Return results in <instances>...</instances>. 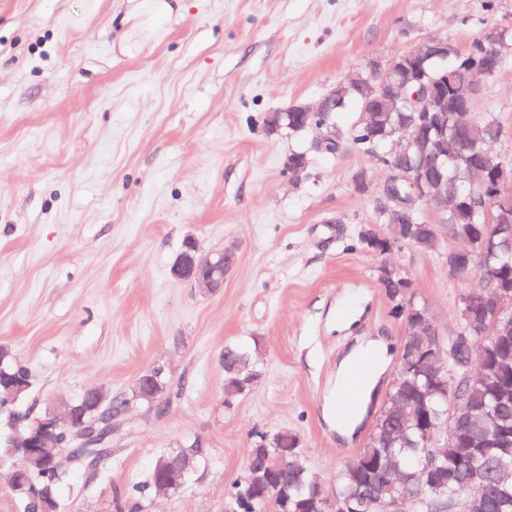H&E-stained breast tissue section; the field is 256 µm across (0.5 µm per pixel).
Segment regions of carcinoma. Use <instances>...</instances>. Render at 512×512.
<instances>
[{
	"label": "carcinoma",
	"mask_w": 512,
	"mask_h": 512,
	"mask_svg": "<svg viewBox=\"0 0 512 512\" xmlns=\"http://www.w3.org/2000/svg\"><path fill=\"white\" fill-rule=\"evenodd\" d=\"M483 35L473 39L467 49H460L454 42H448V57L435 56L425 64L427 74L434 80L445 72L456 73L461 81L479 78L478 65L484 54ZM354 105L363 109L365 97L362 90L349 84L336 90V109L309 117V127L296 131V115L288 114L290 136H309L313 126L328 127L338 122L340 112ZM417 113L411 111V102L399 105V111L390 112L374 121L357 119L337 138H345L359 153L371 161L384 163L390 158L388 151L395 142L407 148L416 156L417 148L404 139V134L414 131ZM448 127V137L440 138L435 132L428 133V153L433 164L452 175L464 173L468 163L483 167L482 179L485 197H466L448 205L441 221L455 229L462 237L486 238L493 240L481 264L482 276L489 284L512 283V239L506 235H495V227L486 222L484 199L497 193L496 175L483 166L479 155L481 141L489 136L485 118L468 116L463 121L459 113L450 112L443 116ZM467 303H461L458 310L468 309L474 316L484 313L482 289L464 293ZM468 336L477 349L488 350L487 365H474L481 376L471 379L466 368L450 360L442 365V375L448 379V391L434 392L430 389V365L417 363L396 378L388 392L387 406L405 400L409 403L422 402L426 418L422 422H410L391 441H386L388 428L386 414H381L375 428L369 435L364 448L341 470L336 486L332 489L305 468L291 469L283 474L277 464L278 449L289 448L297 436L288 431L278 433L273 439L265 432H256L250 437V447L269 448L265 465V479L257 483L236 481L228 496L241 494L249 500L253 512H321L325 494H335L339 500L350 503L354 512H375L373 501H388L400 496L412 502L416 512H443L447 506L465 494H472L478 503L477 512H512V446L505 447L499 437L512 435V335H481L469 329L468 321L458 316L455 333L448 337L453 344L457 337ZM224 351L236 357L242 364L236 374H224L225 400L243 393L241 383L261 376L259 364L250 350L239 344H228ZM29 380V373L12 355L5 358L0 366V416H5L8 429L20 432L27 430L32 417L29 411H21L18 405L8 401L11 384ZM459 399L463 405L477 415L479 422L460 421L455 425V434L435 464V473H424L421 460L427 454V436L430 426L448 420V405L452 399ZM58 449L62 463L45 465L33 471L32 483L37 493L22 500L23 512H44L41 493L47 491L58 498V486L66 472L83 465L75 451L72 435L60 436ZM159 476L151 472L149 481L135 483L116 502V512H145L148 491L155 488ZM287 486V496L274 493L279 484Z\"/></svg>",
	"instance_id": "1"
}]
</instances>
